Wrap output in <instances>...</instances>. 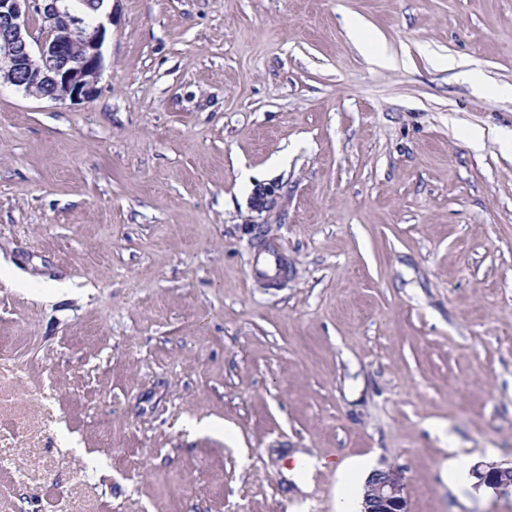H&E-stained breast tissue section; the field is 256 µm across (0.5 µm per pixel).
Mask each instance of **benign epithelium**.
I'll use <instances>...</instances> for the list:
<instances>
[{
    "label": "benign epithelium",
    "mask_w": 512,
    "mask_h": 512,
    "mask_svg": "<svg viewBox=\"0 0 512 512\" xmlns=\"http://www.w3.org/2000/svg\"><path fill=\"white\" fill-rule=\"evenodd\" d=\"M105 0H77L60 6V0H0V72L6 81L30 94L44 89L42 97L73 105L94 97L104 68L103 45L112 13ZM93 11L94 25L86 30L81 11ZM41 16V37L29 40L25 18ZM498 467L474 470L478 483L499 495L512 494L497 480ZM361 512H407L405 481L393 467L375 470L367 478Z\"/></svg>",
    "instance_id": "obj_1"
}]
</instances>
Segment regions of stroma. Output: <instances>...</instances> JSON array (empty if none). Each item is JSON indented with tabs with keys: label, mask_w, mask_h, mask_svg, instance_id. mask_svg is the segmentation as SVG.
Segmentation results:
<instances>
[{
	"label": "stroma",
	"mask_w": 512,
	"mask_h": 512,
	"mask_svg": "<svg viewBox=\"0 0 512 512\" xmlns=\"http://www.w3.org/2000/svg\"><path fill=\"white\" fill-rule=\"evenodd\" d=\"M111 6L93 98L0 80V512H512V0ZM498 467L493 464L485 465L482 468L478 467L475 469L474 474L478 479L479 485H485L487 488H491L495 493L499 495L512 494V486L507 487L501 484L497 480ZM360 512H407L404 476L398 468L374 470L368 476Z\"/></svg>",
	"instance_id": "stroma-1"
}]
</instances>
